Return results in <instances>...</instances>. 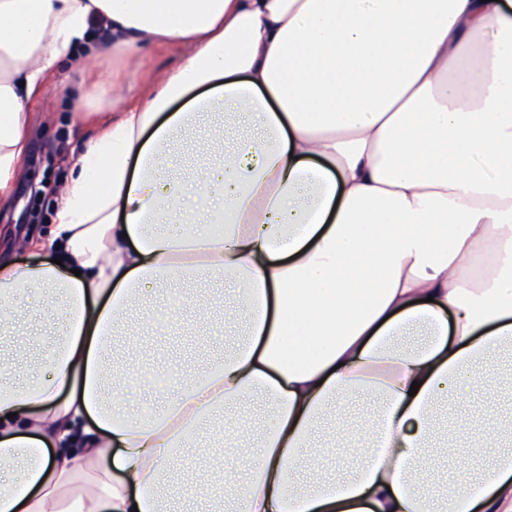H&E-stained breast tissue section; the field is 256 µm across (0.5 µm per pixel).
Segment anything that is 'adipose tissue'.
Returning <instances> with one entry per match:
<instances>
[{
    "mask_svg": "<svg viewBox=\"0 0 512 512\" xmlns=\"http://www.w3.org/2000/svg\"><path fill=\"white\" fill-rule=\"evenodd\" d=\"M173 46L176 68L113 78L119 111L75 101L92 135L30 243L52 259H0V312L40 289L61 321L23 380L31 348L0 327V512H512V413L484 411L499 376L472 371L512 352V0H0V200L47 78ZM222 103L257 132L228 146ZM229 275L230 298L172 290ZM188 307L236 348L141 416L116 338ZM360 396L380 409L338 422L360 451L339 478L314 434ZM257 397L246 481L172 482ZM464 399L430 489L436 406Z\"/></svg>",
    "mask_w": 512,
    "mask_h": 512,
    "instance_id": "ef3b65f1",
    "label": "adipose tissue"
}]
</instances>
